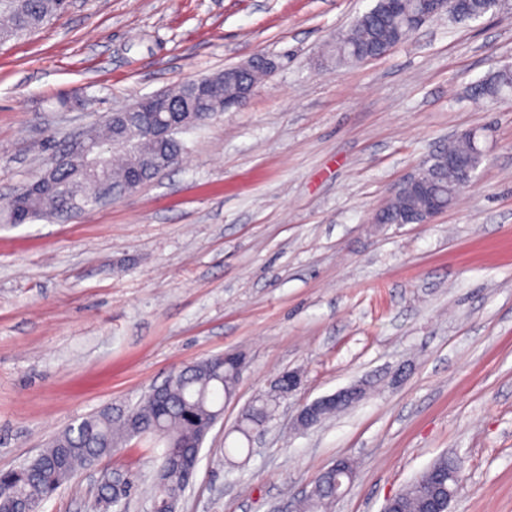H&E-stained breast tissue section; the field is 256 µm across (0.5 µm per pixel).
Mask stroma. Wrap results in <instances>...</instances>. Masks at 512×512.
<instances>
[{
    "label": "stroma",
    "mask_w": 512,
    "mask_h": 512,
    "mask_svg": "<svg viewBox=\"0 0 512 512\" xmlns=\"http://www.w3.org/2000/svg\"><path fill=\"white\" fill-rule=\"evenodd\" d=\"M375 2L72 0L0 44L3 199L107 112L258 54L275 63L136 191L65 221L0 223V470L237 353L178 512H290L343 457L356 470L330 512H381L446 452L465 460L449 512H512V103L471 95L512 64V0L436 17L375 60L331 59ZM470 129L487 156L453 208L373 224L390 187ZM292 371L302 383L260 436L235 433ZM357 382L353 407L296 427L303 405ZM163 447L129 440L40 512H96L107 472L151 484ZM455 13L448 18L453 20H476L482 18L490 12L497 10L494 0H459Z\"/></svg>",
    "instance_id": "stroma-1"
}]
</instances>
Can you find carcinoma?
Masks as SVG:
<instances>
[{"label":"carcinoma","instance_id":"obj_1","mask_svg":"<svg viewBox=\"0 0 512 512\" xmlns=\"http://www.w3.org/2000/svg\"><path fill=\"white\" fill-rule=\"evenodd\" d=\"M65 9V0H0V43L38 30ZM494 11L493 0H460L450 18L473 21ZM430 19L432 15L424 10L422 0H376L375 6L359 16L350 30L337 39L333 55L338 62L379 57L404 41L413 28ZM267 74L263 68L236 72L228 67L209 76V80L224 88L225 97L233 98L242 86L256 85ZM194 89L195 80L191 79L158 93L178 109L172 129L160 143L149 137L154 114L147 110L131 118L132 124L143 131L136 142L117 120L101 122L94 128L103 156L97 166L81 156L53 152L60 163L37 190L21 198L14 197L6 204V221L14 222L18 214L23 215L24 221L32 222L40 218H68L96 209L102 206L96 199V190L116 197L128 188L134 173L148 175L160 170L156 163L164 156L181 158L186 146L177 134L197 123L196 113L204 108V101L195 95ZM471 92L492 102L512 96V70L504 68L476 82ZM114 148L122 152L117 160L110 156ZM441 153L448 155V164H439L431 171V190L438 195L448 194V204L452 205L457 200L459 164H480L482 148L478 138L460 137ZM425 201L422 195L397 196L382 212L380 223L393 224L404 211L419 213L425 209ZM238 376L234 356H227L222 363L210 357L174 374L167 382L162 405L146 396L121 420L113 417L110 408L84 418L58 435L24 466L0 471V512H12L19 502L42 505L78 470L93 468L112 456L128 439L160 430L164 433L165 447L153 480L154 507L156 512H173L196 474L200 460L196 450L202 447L220 418L223 409L220 400L232 395ZM276 401L274 393L252 401L243 411L236 432L250 439L258 427L270 420ZM461 469L462 457H439L394 496L392 512H426L428 486L437 477L446 476L445 488L456 487ZM353 476L352 467L337 477L322 474L304 499L300 512H329L343 481ZM136 490L137 481L129 476L122 491L114 494L112 486L104 485L101 495L112 497V506L118 507Z\"/></svg>","mask_w":512,"mask_h":512}]
</instances>
